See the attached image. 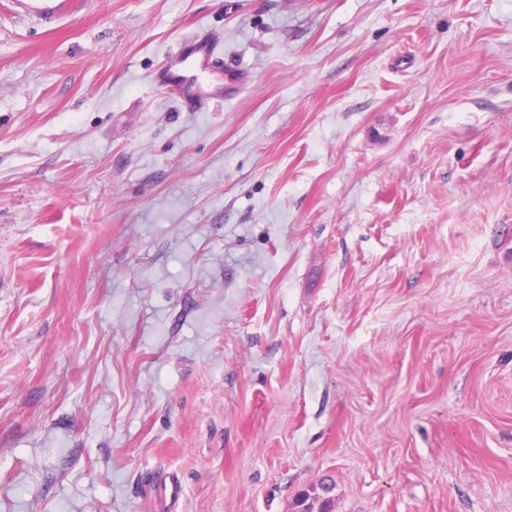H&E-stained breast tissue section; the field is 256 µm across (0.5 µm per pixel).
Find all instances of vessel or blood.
Returning a JSON list of instances; mask_svg holds the SVG:
<instances>
[{
	"mask_svg": "<svg viewBox=\"0 0 512 512\" xmlns=\"http://www.w3.org/2000/svg\"><path fill=\"white\" fill-rule=\"evenodd\" d=\"M224 46L220 38L195 35L169 52L151 81L175 99L203 110L212 102L225 99Z\"/></svg>",
	"mask_w": 512,
	"mask_h": 512,
	"instance_id": "obj_1",
	"label": "vessel or blood"
}]
</instances>
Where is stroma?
<instances>
[{
  "label": "stroma",
  "instance_id": "stroma-1",
  "mask_svg": "<svg viewBox=\"0 0 512 512\" xmlns=\"http://www.w3.org/2000/svg\"><path fill=\"white\" fill-rule=\"evenodd\" d=\"M323 481L512 512V0H0V512ZM224 46L219 37L196 33L169 52L151 82L173 98L193 104L195 112L224 102Z\"/></svg>",
  "mask_w": 512,
  "mask_h": 512
}]
</instances>
